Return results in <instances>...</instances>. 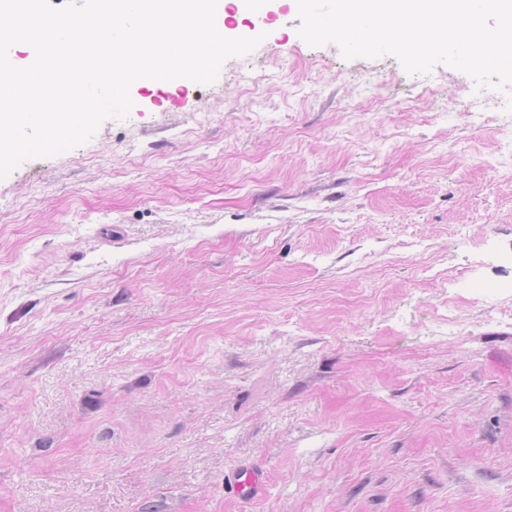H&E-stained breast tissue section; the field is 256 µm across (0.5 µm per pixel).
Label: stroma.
<instances>
[{
    "label": "stroma",
    "instance_id": "35a3bbf8",
    "mask_svg": "<svg viewBox=\"0 0 512 512\" xmlns=\"http://www.w3.org/2000/svg\"><path fill=\"white\" fill-rule=\"evenodd\" d=\"M300 24L0 179V512H512V86Z\"/></svg>",
    "mask_w": 512,
    "mask_h": 512
}]
</instances>
